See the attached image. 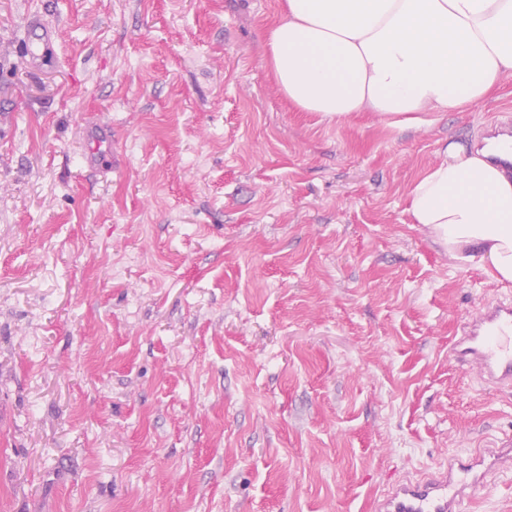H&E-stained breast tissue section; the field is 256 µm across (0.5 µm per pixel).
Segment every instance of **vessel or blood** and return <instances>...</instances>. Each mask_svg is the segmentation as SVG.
<instances>
[{"mask_svg": "<svg viewBox=\"0 0 512 512\" xmlns=\"http://www.w3.org/2000/svg\"><path fill=\"white\" fill-rule=\"evenodd\" d=\"M56 31L38 17L25 23L27 56L46 60ZM456 365L487 388L512 389V300L492 299L460 323L448 345ZM512 473V435L493 447L449 456L434 470L403 477L370 505V512H473L483 501L491 477Z\"/></svg>", "mask_w": 512, "mask_h": 512, "instance_id": "1", "label": "vessel or blood"}]
</instances>
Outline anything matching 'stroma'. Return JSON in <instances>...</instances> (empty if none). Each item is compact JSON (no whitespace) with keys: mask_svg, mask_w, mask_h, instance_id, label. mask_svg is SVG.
<instances>
[{"mask_svg":"<svg viewBox=\"0 0 512 512\" xmlns=\"http://www.w3.org/2000/svg\"><path fill=\"white\" fill-rule=\"evenodd\" d=\"M278 6L0 0V512H362L512 433L448 356L512 286L408 213L444 142L512 123V74L328 121L269 74ZM56 39V30L42 19L33 16L25 23L27 57L32 64H40L47 58L50 46Z\"/></svg>","mask_w":512,"mask_h":512,"instance_id":"1","label":"stroma"}]
</instances>
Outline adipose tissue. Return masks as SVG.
<instances>
[{"label": "adipose tissue", "instance_id": "obj_1", "mask_svg": "<svg viewBox=\"0 0 512 512\" xmlns=\"http://www.w3.org/2000/svg\"><path fill=\"white\" fill-rule=\"evenodd\" d=\"M266 55L294 107L330 121L459 112L512 72V0H284ZM439 155L410 190L413 223L512 283V171L458 141Z\"/></svg>", "mask_w": 512, "mask_h": 512}]
</instances>
